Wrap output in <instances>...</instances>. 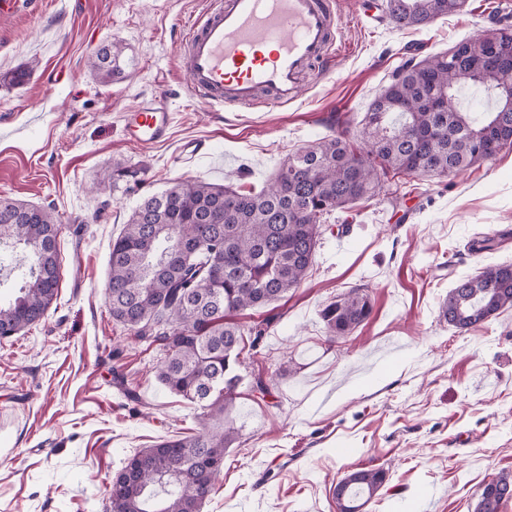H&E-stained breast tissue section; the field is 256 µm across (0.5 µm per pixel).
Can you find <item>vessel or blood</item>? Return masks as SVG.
I'll return each mask as SVG.
<instances>
[{
	"label": "vessel or blood",
	"mask_w": 512,
	"mask_h": 512,
	"mask_svg": "<svg viewBox=\"0 0 512 512\" xmlns=\"http://www.w3.org/2000/svg\"><path fill=\"white\" fill-rule=\"evenodd\" d=\"M335 0H209L179 45L191 92L210 105L248 108L258 99H299L306 76L335 67ZM163 100L144 99L126 114L130 139L153 145L169 137Z\"/></svg>",
	"instance_id": "1"
}]
</instances>
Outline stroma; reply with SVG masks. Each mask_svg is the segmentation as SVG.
I'll return each instance as SVG.
<instances>
[{
	"label": "stroma",
	"instance_id": "obj_1",
	"mask_svg": "<svg viewBox=\"0 0 512 512\" xmlns=\"http://www.w3.org/2000/svg\"><path fill=\"white\" fill-rule=\"evenodd\" d=\"M338 2L334 72L294 103L247 112L192 96L180 69L176 47L206 0H34L0 13V195L61 221L56 302L0 339V512H109L127 455L199 427L200 405L159 383L158 346L106 304L112 241L145 195L184 179L262 188L332 124L358 134L409 59L512 26V0H467L421 30L367 18L368 0ZM112 43L124 74L103 84L87 58ZM146 97L173 116L153 146L124 132ZM197 145L205 153L192 155ZM117 164L133 178L103 180ZM509 262L512 146L458 176L401 175L333 212L300 287L240 318L271 322L241 368L271 394L240 385L238 439L202 512H336L332 489L357 467L389 475L363 512H410L428 490L432 512H472L483 485L512 472V308L462 334L440 305L458 278ZM355 288L370 295V317L328 341L322 309Z\"/></svg>",
	"mask_w": 512,
	"mask_h": 512
}]
</instances>
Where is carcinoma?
Listing matches in <instances>:
<instances>
[{
    "mask_svg": "<svg viewBox=\"0 0 512 512\" xmlns=\"http://www.w3.org/2000/svg\"><path fill=\"white\" fill-rule=\"evenodd\" d=\"M459 10L457 0H386L399 28L421 29ZM112 44L88 61L110 83L123 74ZM512 26L491 28L434 56L406 62L368 105L354 145L327 135L288 155L258 191L177 181L132 209L112 243L106 300L112 319L164 357L157 378L198 403L207 423L196 432L135 452L112 477L110 512H201L237 432L227 421L244 380L245 350H256L269 325L245 328L242 312L280 301L312 266L325 217L382 188L388 174H458L512 145ZM487 94L486 110L465 107L464 89ZM60 221L51 207L0 196V247L24 252L18 295L0 300V337L45 317L58 295ZM512 307V264L458 280L441 304L460 332ZM353 289L322 310L326 335H350L372 313ZM388 480L383 468H355L338 484L337 512H362ZM512 499V473L485 483L474 512H501Z\"/></svg>",
    "mask_w": 512,
    "mask_h": 512,
    "instance_id": "cac0c4a2",
    "label": "carcinoma"
}]
</instances>
